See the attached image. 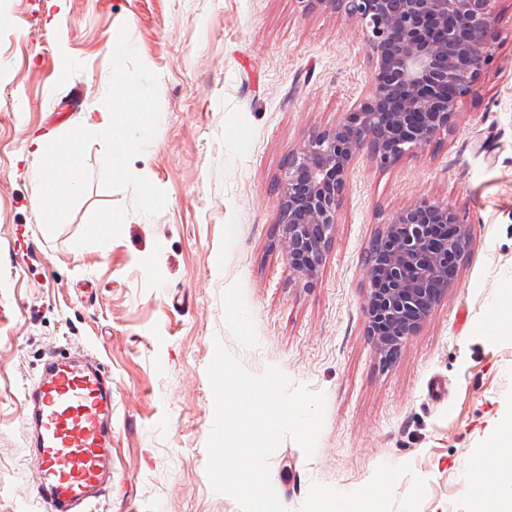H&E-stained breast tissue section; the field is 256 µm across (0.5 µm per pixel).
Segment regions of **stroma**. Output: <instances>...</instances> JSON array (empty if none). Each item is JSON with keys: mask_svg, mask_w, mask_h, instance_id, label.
Returning <instances> with one entry per match:
<instances>
[{"mask_svg": "<svg viewBox=\"0 0 512 512\" xmlns=\"http://www.w3.org/2000/svg\"><path fill=\"white\" fill-rule=\"evenodd\" d=\"M454 125L389 165L363 157L317 276L277 245L275 187L289 155L371 85L360 28L308 0H0V512H47L29 486L23 388L53 352H93L112 374V491L95 512H240L206 472L207 367H279L324 393L305 458L285 441L271 480L290 512L346 496L379 469L382 512H470L463 474L512 413V335L487 317L512 301V0ZM158 76L156 137L131 163L166 193L149 218L101 184L105 155L55 234L39 213L33 139L103 108L120 25ZM426 200L452 206L473 247L397 354L367 334L365 257L380 225ZM128 207L119 238L76 246L93 212ZM441 383L445 396L429 391Z\"/></svg>", "mask_w": 512, "mask_h": 512, "instance_id": "stroma-1", "label": "stroma"}]
</instances>
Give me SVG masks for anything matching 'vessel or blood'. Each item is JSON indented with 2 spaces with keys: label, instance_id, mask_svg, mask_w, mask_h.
I'll return each mask as SVG.
<instances>
[{
  "label": "vessel or blood",
  "instance_id": "obj_1",
  "mask_svg": "<svg viewBox=\"0 0 512 512\" xmlns=\"http://www.w3.org/2000/svg\"><path fill=\"white\" fill-rule=\"evenodd\" d=\"M26 444L51 512H93L112 490V375L92 354L49 359L25 393Z\"/></svg>",
  "mask_w": 512,
  "mask_h": 512
}]
</instances>
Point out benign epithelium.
Returning a JSON list of instances; mask_svg holds the SVG:
<instances>
[{"label": "benign epithelium", "instance_id": "obj_1", "mask_svg": "<svg viewBox=\"0 0 512 512\" xmlns=\"http://www.w3.org/2000/svg\"><path fill=\"white\" fill-rule=\"evenodd\" d=\"M361 27L374 81L335 126L288 156L277 182L279 247L296 274L314 277L337 224L355 160L383 166L425 146L457 116L494 36V0H309ZM470 225L448 205L420 202L380 226L366 259L367 334L386 357L417 333L452 286Z\"/></svg>", "mask_w": 512, "mask_h": 512}]
</instances>
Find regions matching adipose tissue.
<instances>
[{"instance_id": "obj_1", "label": "adipose tissue", "mask_w": 512, "mask_h": 512, "mask_svg": "<svg viewBox=\"0 0 512 512\" xmlns=\"http://www.w3.org/2000/svg\"><path fill=\"white\" fill-rule=\"evenodd\" d=\"M487 472L495 474V482H482ZM469 482L477 487L470 512H512V417L497 424Z\"/></svg>"}]
</instances>
